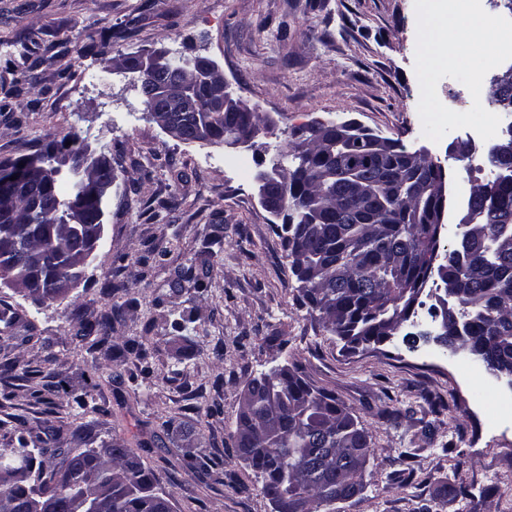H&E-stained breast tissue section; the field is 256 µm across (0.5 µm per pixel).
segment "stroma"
Here are the masks:
<instances>
[{"label":"stroma","instance_id":"stroma-1","mask_svg":"<svg viewBox=\"0 0 512 512\" xmlns=\"http://www.w3.org/2000/svg\"><path fill=\"white\" fill-rule=\"evenodd\" d=\"M421 0H0V39L33 32L34 85L0 82V162L77 138L111 161L115 187L103 239L66 299L37 301L0 284V362L15 361L0 422L45 435L80 428L66 448L119 442L153 470L172 512H274L234 435L248 382L289 366L345 404L375 460L362 491L329 512H512V387L473 356L401 337L355 351L300 301L299 284L254 176L294 131L354 120L444 159L452 195L466 194L451 143L474 142L473 163L506 121L478 137L470 114L490 104V74L460 64L459 44L427 31ZM130 23L106 50L87 49L106 23ZM154 48L173 61L211 57L268 132L253 149L185 143L149 116L138 75L116 60ZM171 209H159L162 200ZM146 264H137V257ZM206 269L195 289L188 269ZM132 281L121 289L123 281ZM114 318L92 350L80 322ZM143 340L154 368L123 346ZM64 392L35 403L30 378ZM87 393L86 406L73 395ZM453 453H446V446ZM465 485L473 498L444 495Z\"/></svg>","mask_w":512,"mask_h":512}]
</instances>
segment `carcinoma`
<instances>
[{
  "label": "carcinoma",
  "mask_w": 512,
  "mask_h": 512,
  "mask_svg": "<svg viewBox=\"0 0 512 512\" xmlns=\"http://www.w3.org/2000/svg\"><path fill=\"white\" fill-rule=\"evenodd\" d=\"M27 33L16 35L0 55V67L14 76L16 95L35 82L28 62ZM201 125L217 139L247 133L249 115L231 112L198 113ZM328 145L305 151L288 143V181L276 186L292 221L293 243H284L291 271L302 266L309 273L301 287L304 305L324 320L325 327L344 344L379 339L388 324L412 301L408 287L422 275L420 257L430 244L428 218L438 206L433 194L420 196L415 182L402 185L401 171L407 147L384 163L341 135H329ZM495 189L491 199L466 196L479 223L464 227L457 243L445 255L443 291L456 293L454 323L449 336L484 367L497 360L512 361V155L486 154ZM344 166L370 181L363 202L346 194ZM79 179L68 185L56 178L38 199L16 203V217L0 219V269L19 284L30 285L39 301H54L56 283L79 280L87 263L85 251L100 242L107 201L88 203L73 211ZM323 223L309 224L312 210ZM112 320L87 328L96 332L92 346L104 345ZM128 350L141 360L140 374L149 379L154 369L147 350L132 341ZM0 466L20 465L23 478L9 490L0 489V512H29V496L47 495L50 512H76L84 494H105L102 512H171L169 499L157 491L153 474L130 450L115 444L100 452L93 448L28 447L25 437L3 434ZM239 455L256 472L270 478L261 492L270 502L305 496L318 509L330 506L346 492L363 489L367 465L373 459L369 433L331 394L312 388L291 370L288 378H254L247 384L236 427ZM68 462L71 480L55 479V465H33L36 456Z\"/></svg>",
  "instance_id": "cac0c4a2"
}]
</instances>
